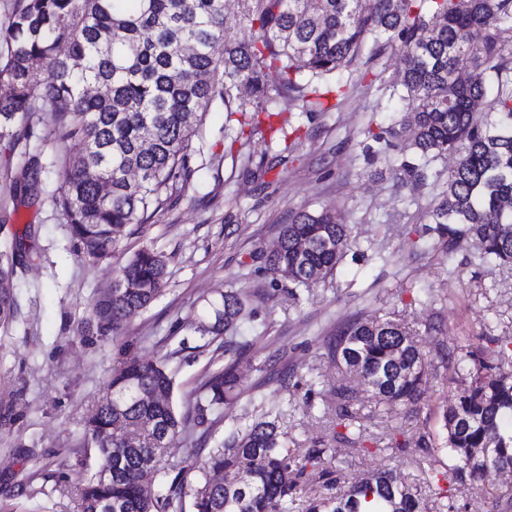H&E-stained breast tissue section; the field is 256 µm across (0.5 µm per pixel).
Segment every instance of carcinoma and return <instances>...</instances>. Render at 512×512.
I'll use <instances>...</instances> for the list:
<instances>
[{"label": "carcinoma", "mask_w": 512, "mask_h": 512, "mask_svg": "<svg viewBox=\"0 0 512 512\" xmlns=\"http://www.w3.org/2000/svg\"><path fill=\"white\" fill-rule=\"evenodd\" d=\"M239 18L255 29L248 43L238 42L224 0H14L0 32V80L11 86L0 100V141L24 148L0 166L3 178L30 195L57 170L54 205L85 261L100 264L112 258L120 229L147 223L188 176L204 107L219 102L229 117L249 116L251 131L264 124L267 134H282L283 112H328L359 89L331 75L390 51L401 57L405 110L394 126L367 134L378 152H396L388 167L401 186L436 190L422 235L450 256L470 237L475 264L512 267L505 231L512 227V0H239ZM46 106L51 123L39 134L34 121ZM58 140L74 151H47ZM448 154L457 163L444 178L435 165ZM351 233L340 213L295 211L266 269L295 289L323 282L343 261ZM20 250L17 243L0 250L1 325L16 311L9 284ZM166 277L163 252L146 245L134 253L112 294L91 304L97 335L117 336L162 295ZM252 298L230 289L205 300L197 332L224 337L229 360L184 413L163 363L132 359L112 372L84 426L96 468L81 490L82 512H102L106 500L112 512H185L188 497L194 512H276L309 466L327 490L345 482L346 462L333 448H311L297 461L281 413L262 402L201 467L173 477L158 468L162 448L191 421L242 397L234 333ZM494 343L444 350L441 368L462 391L442 412L440 446L422 433L412 453H445L451 479L507 510L512 499L498 494L492 474L512 465V432L502 427L512 418V348ZM327 355L341 369L356 368L374 397L414 410L438 372L389 314L337 325ZM323 402L336 413L333 441L364 449L358 397L336 386ZM479 448L493 449L489 460L475 455ZM105 469L112 474L103 479ZM419 471L417 487L383 470L342 494L308 500L304 512H365L372 501L375 512H453L441 472Z\"/></svg>", "instance_id": "obj_1"}]
</instances>
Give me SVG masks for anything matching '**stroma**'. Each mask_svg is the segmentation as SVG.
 I'll return each mask as SVG.
<instances>
[{"label": "stroma", "instance_id": "1", "mask_svg": "<svg viewBox=\"0 0 512 512\" xmlns=\"http://www.w3.org/2000/svg\"><path fill=\"white\" fill-rule=\"evenodd\" d=\"M400 67L397 56L384 55L370 64L371 88L339 110L291 112L301 143L266 173L262 160L278 155L279 144L258 135L236 143L238 122L227 120L222 105L208 106L186 181L147 223L125 229L107 263L85 262L70 238L53 203L58 173L44 175L35 197L14 194L0 179V217L30 253L13 282L16 315L0 325V512H80L79 490L95 468L93 449L82 445L84 422L125 359L165 361L175 380V405L194 399L212 367L224 362L223 339L210 342L195 331L205 299L217 292L257 294L255 317L237 333L244 346L239 383L254 389L255 398L223 409L217 421L189 424L164 448L159 461L165 468L204 462L231 430L250 420L256 400L281 410V426L298 453L329 443L336 416L324 413L304 380L314 377L319 389L343 383L324 347L343 320L393 313L435 365L443 346L474 345L484 334L512 337V269L471 264L476 246L469 239L458 243L449 264L435 252L412 249L409 241L434 191L403 189L386 173L383 156L365 157L364 130L392 125L403 114L402 101L389 90ZM247 153L253 164L248 172L239 160ZM304 207L340 211L354 230L333 277L294 293L273 282L264 257L291 212ZM150 244L168 259L162 295L130 316L117 338L80 334L92 301L135 251ZM453 263L462 265L461 279L449 277ZM432 288L447 291V303L428 299ZM436 311L444 332L430 335L424 323ZM269 359L287 368L288 382L260 383L257 367ZM458 393L443 370L415 412L360 392L366 447L338 448L349 477L391 469L411 481L418 470L400 445L423 431L439 433L442 410Z\"/></svg>", "mask_w": 512, "mask_h": 512}]
</instances>
